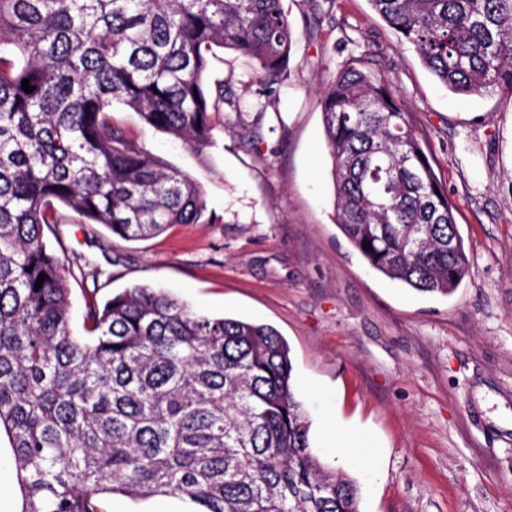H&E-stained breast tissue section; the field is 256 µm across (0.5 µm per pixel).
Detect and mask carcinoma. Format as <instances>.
I'll return each instance as SVG.
<instances>
[{
	"instance_id": "carcinoma-1",
	"label": "carcinoma",
	"mask_w": 512,
	"mask_h": 512,
	"mask_svg": "<svg viewBox=\"0 0 512 512\" xmlns=\"http://www.w3.org/2000/svg\"><path fill=\"white\" fill-rule=\"evenodd\" d=\"M283 2L0 0V430L20 512H101L115 493L178 495L198 512H360L356 482L311 446L273 326L138 286L91 302L78 339L70 283L84 270L43 241L45 224H102L139 241L199 223V185L113 124L112 106L208 146L212 115L242 114L224 82L206 85L209 51L247 57L261 84L287 79ZM369 2L448 90L512 95V0ZM319 105L341 232L378 273L451 295L470 259L385 80L352 59Z\"/></svg>"
}]
</instances>
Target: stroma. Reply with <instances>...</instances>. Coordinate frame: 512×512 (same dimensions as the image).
<instances>
[{
  "mask_svg": "<svg viewBox=\"0 0 512 512\" xmlns=\"http://www.w3.org/2000/svg\"><path fill=\"white\" fill-rule=\"evenodd\" d=\"M294 29L288 78L264 115L215 127L196 151L121 105L112 121L200 186L199 224L126 242L99 224L44 239L110 278L72 283L70 327L86 336L87 296L162 288L193 310L273 326L287 341L322 462L337 431L368 434L374 466L350 468L361 512H512V95L461 96L424 68L368 0H284ZM358 58L410 112L453 206L470 269L448 297L365 264L336 224L321 90ZM258 90L253 64L215 49L208 83Z\"/></svg>",
  "mask_w": 512,
  "mask_h": 512,
  "instance_id": "stroma-1",
  "label": "stroma"
}]
</instances>
